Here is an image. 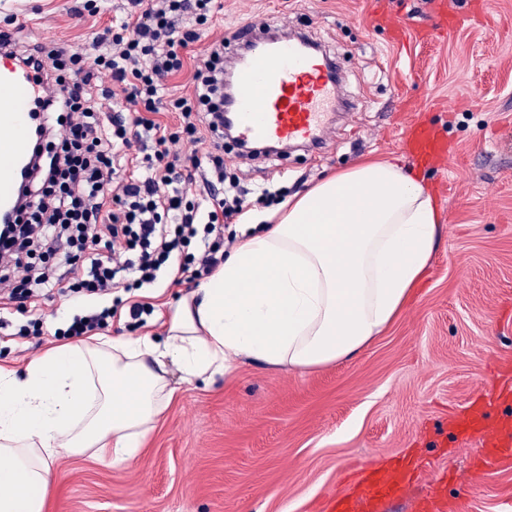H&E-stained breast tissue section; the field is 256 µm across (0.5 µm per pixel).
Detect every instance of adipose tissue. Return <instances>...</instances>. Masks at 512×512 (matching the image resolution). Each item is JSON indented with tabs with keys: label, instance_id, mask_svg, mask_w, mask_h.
Listing matches in <instances>:
<instances>
[{
	"label": "adipose tissue",
	"instance_id": "obj_1",
	"mask_svg": "<svg viewBox=\"0 0 512 512\" xmlns=\"http://www.w3.org/2000/svg\"><path fill=\"white\" fill-rule=\"evenodd\" d=\"M441 227L422 179L362 160L279 220L247 212L239 244L171 310L164 337L94 336L21 375L0 366V512H44L59 456L135 459L172 399L170 371L205 381L244 362L310 370L353 357L405 308Z\"/></svg>",
	"mask_w": 512,
	"mask_h": 512
}]
</instances>
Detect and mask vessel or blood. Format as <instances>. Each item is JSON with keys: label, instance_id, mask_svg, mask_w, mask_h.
<instances>
[{"label": "vessel or blood", "instance_id": "vessel-or-blood-1", "mask_svg": "<svg viewBox=\"0 0 512 512\" xmlns=\"http://www.w3.org/2000/svg\"><path fill=\"white\" fill-rule=\"evenodd\" d=\"M237 41L243 61L236 70V91L224 110L239 139L247 144L322 142L328 114L336 104V70L325 55L301 38L274 43L241 27ZM45 85L28 66L0 56V209L11 204L19 166L29 155V132ZM407 141L421 161L448 159V144L422 123L412 124ZM457 438L479 439L486 465L512 459V386L489 404L468 411L451 425ZM420 464L400 459L387 467L354 471L353 493L334 498L329 512H381L405 495Z\"/></svg>", "mask_w": 512, "mask_h": 512}]
</instances>
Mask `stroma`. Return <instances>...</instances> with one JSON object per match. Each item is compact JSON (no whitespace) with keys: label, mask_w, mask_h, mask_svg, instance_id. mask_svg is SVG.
Returning a JSON list of instances; mask_svg holds the SVG:
<instances>
[{"label":"stroma","mask_w":512,"mask_h":512,"mask_svg":"<svg viewBox=\"0 0 512 512\" xmlns=\"http://www.w3.org/2000/svg\"><path fill=\"white\" fill-rule=\"evenodd\" d=\"M443 4L456 13L480 7L481 17L426 37ZM75 6L0 0V19L33 18L15 33L27 47L79 45L123 17L127 2L99 0V14L84 17ZM393 19L409 30L404 45L390 38ZM250 22L313 31L341 64L352 110L333 120L321 150L298 146L244 163L227 145L228 172L297 197L366 158L410 168L402 132L430 120L450 153L442 167L421 170L445 215L429 270L408 307L354 358L306 371L241 364L206 384L177 382L134 460L56 458L45 512H318L354 463L409 453L432 460L430 480L453 473L446 494L459 512H512V461L477 470L479 446L448 430L450 414L499 388L498 362H512V0H218L188 55ZM397 87L411 111H391ZM190 290L165 278L129 293L154 307L139 335H161ZM57 344L49 332L39 341L0 336V365L24 369Z\"/></svg>","instance_id":"obj_1"}]
</instances>
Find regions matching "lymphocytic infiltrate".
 Returning <instances> with one entry per match:
<instances>
[{
	"mask_svg": "<svg viewBox=\"0 0 512 512\" xmlns=\"http://www.w3.org/2000/svg\"><path fill=\"white\" fill-rule=\"evenodd\" d=\"M124 18L94 32L90 52L48 42L4 47L46 77L15 225L0 239V293L31 299L59 287L107 296L163 277H209L234 244L228 220L245 201L224 171V42L195 58L190 95H166L215 0H128ZM93 68H86V60ZM114 87L99 89L97 74ZM112 116L102 122L104 101ZM172 113L174 125L156 122ZM197 146L183 155L181 144Z\"/></svg>",
	"mask_w": 512,
	"mask_h": 512,
	"instance_id": "obj_1",
	"label": "lymphocytic infiltrate"
}]
</instances>
